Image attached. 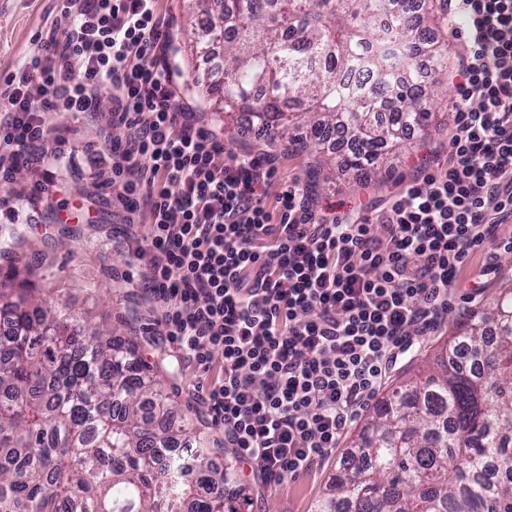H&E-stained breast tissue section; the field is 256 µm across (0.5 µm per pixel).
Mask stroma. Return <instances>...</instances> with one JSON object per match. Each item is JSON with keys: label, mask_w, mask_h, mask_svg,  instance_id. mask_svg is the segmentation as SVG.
I'll use <instances>...</instances> for the list:
<instances>
[{"label": "stroma", "mask_w": 512, "mask_h": 512, "mask_svg": "<svg viewBox=\"0 0 512 512\" xmlns=\"http://www.w3.org/2000/svg\"><path fill=\"white\" fill-rule=\"evenodd\" d=\"M185 0H161V9L172 21L171 62L180 73L181 93L204 113L206 120L224 134V152L228 155L251 151L259 136L249 115L237 113L232 124L207 111L202 92L219 83L215 74H203L201 56L188 49L190 28L184 9ZM60 0H0V75L15 71L21 61L36 50L40 33L45 32L59 15ZM61 191L55 210H44L38 200V180L28 168H19L11 185L0 184V196L20 193L21 223H11L0 214V237L21 245L29 260L49 265L52 276L43 282L40 298L44 304L82 312L93 323L111 327L121 338L139 336L138 355L147 363L162 362L164 388L174 400L176 417L201 419L205 443L222 439L204 408L196 400L197 379L192 369L178 366L169 343L161 336L154 315L140 296L135 284L127 283L126 273L135 271L136 260L129 249V228L121 210L110 202H91L82 194L89 186L90 172L82 153H75L72 164L59 173ZM378 175L342 172L336 162H329L321 173L315 195L323 202L337 206L351 205L354 199L378 205L387 194L378 187ZM484 288L457 294L443 322L433 336L427 337L412 358L398 364L391 375L392 383L407 379L418 370L432 365L457 323L472 310L497 298L500 289L512 287V253H499L494 267L484 278ZM365 417H358L332 450L307 476L285 482L278 487H265L250 481L247 466L234 463V477L228 486L232 502L240 512H315L319 499L328 494L340 462L345 458L353 438L362 429Z\"/></svg>", "instance_id": "stroma-1"}]
</instances>
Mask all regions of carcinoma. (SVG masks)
Returning a JSON list of instances; mask_svg holds the SVG:
<instances>
[{"instance_id": "cac0c4a2", "label": "carcinoma", "mask_w": 512, "mask_h": 512, "mask_svg": "<svg viewBox=\"0 0 512 512\" xmlns=\"http://www.w3.org/2000/svg\"><path fill=\"white\" fill-rule=\"evenodd\" d=\"M229 0L193 31L224 33V118L253 115L269 142L321 157L333 131L341 166L381 167L403 130L429 135L448 74L435 0ZM301 124L307 134L290 130ZM26 268L0 279V512H236L232 465L199 433L169 423L172 404L133 339L40 302ZM470 349V360L455 356ZM316 512H512V289L478 309L436 368L400 382L358 435Z\"/></svg>"}]
</instances>
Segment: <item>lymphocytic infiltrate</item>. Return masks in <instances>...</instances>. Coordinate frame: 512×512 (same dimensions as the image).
<instances>
[{"label": "lymphocytic infiltrate", "mask_w": 512, "mask_h": 512, "mask_svg": "<svg viewBox=\"0 0 512 512\" xmlns=\"http://www.w3.org/2000/svg\"><path fill=\"white\" fill-rule=\"evenodd\" d=\"M442 8L459 42L449 150L374 209L319 205L273 157L225 156L176 90L160 0H61L37 52L0 77V181L38 166L47 205L57 184L35 145L72 154L75 129L52 117L109 102L85 145L95 185L143 226L139 286L180 360L210 374L198 398L225 447L265 485L339 446L455 289L481 287L475 252L512 251V0Z\"/></svg>", "instance_id": "f902f5d3"}]
</instances>
